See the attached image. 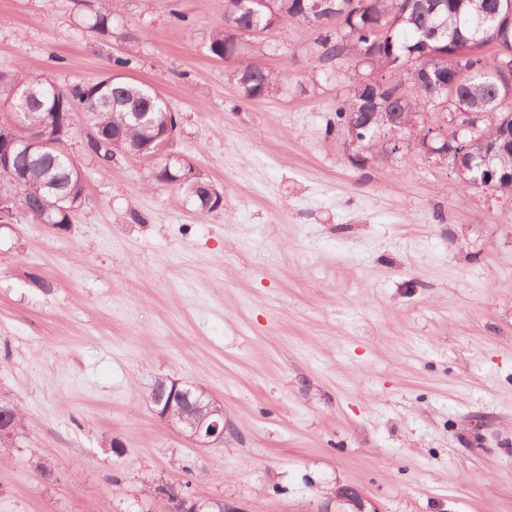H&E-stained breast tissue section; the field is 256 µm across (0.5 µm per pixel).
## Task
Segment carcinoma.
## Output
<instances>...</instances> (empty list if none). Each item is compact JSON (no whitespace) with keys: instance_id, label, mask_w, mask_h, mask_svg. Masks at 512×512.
Masks as SVG:
<instances>
[{"instance_id":"obj_1","label":"carcinoma","mask_w":512,"mask_h":512,"mask_svg":"<svg viewBox=\"0 0 512 512\" xmlns=\"http://www.w3.org/2000/svg\"><path fill=\"white\" fill-rule=\"evenodd\" d=\"M440 9L430 15H413L409 0H361L358 14L344 16L329 13L311 16L309 23L318 32L316 43L321 55L350 59L354 67L370 68L367 75L356 74L347 100L336 107V121L345 125L356 105L365 99H377L372 112H404L409 123L403 136L420 139L423 130L417 121L423 114L448 107L450 112H489L498 109L501 124L491 134L498 141L492 166L501 181L497 192H512V108L501 103L512 99V81L503 77L504 64L512 60V0H440ZM307 0H268L257 17L240 5V0H224V27L209 37L211 55L222 60L241 58L262 51L267 39L281 31L289 17L302 15ZM114 0H102L94 15V28L102 36L112 35ZM264 33L247 42L238 30L255 24ZM428 43V59L419 61L421 43ZM429 67L436 79L422 86L415 96L407 94L405 84L415 79L422 66ZM228 81L236 84L244 96L269 97L279 92L282 78L258 64L250 63L231 70ZM12 81L32 91L19 120L36 133L75 131V115H81L85 127L97 134L88 145L91 153L103 160L123 154L155 159L152 179L174 183L199 209L219 208L222 194L193 174L192 163L180 158H157L161 140L152 137L174 126L175 116L164 96L153 86L131 78L111 75L96 83L64 88L42 75L19 68ZM362 148L372 151L386 129L372 123L365 130ZM23 175L20 198L23 215L33 221L42 216L43 203L56 206L51 217L54 226L63 228L85 200V181L81 166L64 148V142L41 153H29L13 147L8 165H0V187L10 182L13 173ZM0 407L12 413L18 435L24 421L14 400L0 394Z\"/></svg>"}]
</instances>
